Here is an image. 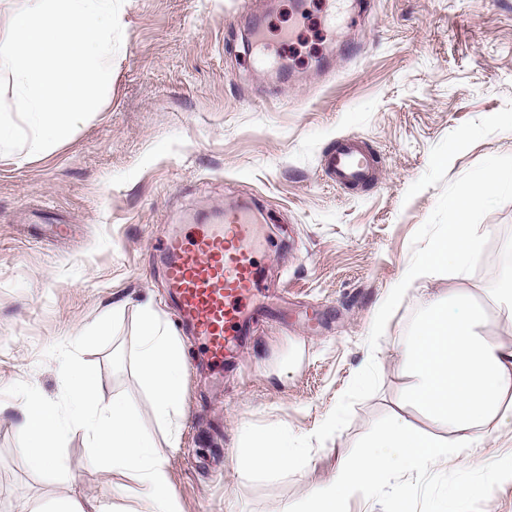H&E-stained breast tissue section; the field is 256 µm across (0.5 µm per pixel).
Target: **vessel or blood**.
Listing matches in <instances>:
<instances>
[{
    "label": "vessel or blood",
    "mask_w": 512,
    "mask_h": 512,
    "mask_svg": "<svg viewBox=\"0 0 512 512\" xmlns=\"http://www.w3.org/2000/svg\"><path fill=\"white\" fill-rule=\"evenodd\" d=\"M324 170L339 186H359L375 175L362 142L353 138L329 150ZM255 222L249 206L234 205L208 222L169 233L160 249L181 328L198 339L202 361L218 371L237 354L247 322L260 307Z\"/></svg>",
    "instance_id": "obj_1"
}]
</instances>
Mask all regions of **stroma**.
<instances>
[{
    "label": "stroma",
    "mask_w": 512,
    "mask_h": 512,
    "mask_svg": "<svg viewBox=\"0 0 512 512\" xmlns=\"http://www.w3.org/2000/svg\"><path fill=\"white\" fill-rule=\"evenodd\" d=\"M289 2L123 0V40L98 112L44 152L0 155V389L26 381L58 398V363L44 351L119 312L115 341L83 359L98 369L103 404L123 392L133 398L168 460L178 512H312L314 490L397 412L447 437L399 403L404 341L449 289L473 295L486 312L485 335L512 344V322L489 299L512 271L509 202L479 226L490 242L478 270L414 281L377 350L366 345L440 193L405 196L431 148L512 101V0H310L300 16ZM258 14L271 18L265 47L297 57L285 70L256 69V50L244 48ZM350 42L359 46L352 57ZM344 137L375 155V180L345 189L326 176L322 159ZM492 155H512V132L457 155L447 179ZM240 202L262 215L269 309L223 375L204 381L194 339L177 332L156 250L172 225ZM146 305L177 334L188 363L167 427L137 366ZM372 358L379 391L355 405L349 425L315 447L302 471L264 484L244 478L246 426L313 433ZM22 407L0 398V512H45L68 495L105 512H152L140 478L93 466L79 431L68 438L67 478L35 475L17 445ZM504 455H512V422L475 442L468 460H450L434 477L390 474L345 510L512 512V480L481 465ZM476 484L484 493L468 494Z\"/></svg>",
    "instance_id": "obj_1"
}]
</instances>
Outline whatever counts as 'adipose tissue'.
Masks as SVG:
<instances>
[{"label": "adipose tissue", "instance_id": "obj_1", "mask_svg": "<svg viewBox=\"0 0 512 512\" xmlns=\"http://www.w3.org/2000/svg\"><path fill=\"white\" fill-rule=\"evenodd\" d=\"M477 326L468 298L452 292L428 306L402 350L410 379L404 403L446 426L447 440L395 417L374 432L370 451L342 461L329 485L314 491L317 512H344L364 486L395 471H441L449 459L467 455L477 437L512 418V344L478 332ZM138 366L153 390L158 418L166 419L182 398L183 354L147 310Z\"/></svg>", "mask_w": 512, "mask_h": 512}]
</instances>
